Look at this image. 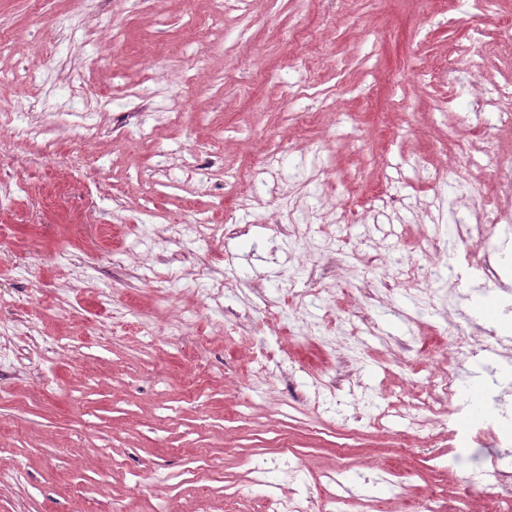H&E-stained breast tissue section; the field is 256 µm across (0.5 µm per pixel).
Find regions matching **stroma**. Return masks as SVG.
Listing matches in <instances>:
<instances>
[{"label":"stroma","mask_w":512,"mask_h":512,"mask_svg":"<svg viewBox=\"0 0 512 512\" xmlns=\"http://www.w3.org/2000/svg\"><path fill=\"white\" fill-rule=\"evenodd\" d=\"M510 41L512 0H224L219 14L210 0H0V113L28 110L58 143L0 164L15 186L0 199V463L14 472L0 512H162L171 498L224 512L228 485L236 512H263L241 475L283 454L316 501L345 457L359 512H397L433 483L453 512L491 487L481 461L438 478L447 428L432 447L397 448L394 433L425 413L438 329L488 325L497 305V287L434 279L430 241L467 250L462 202L491 189L485 157L512 151L494 113L481 140L455 125L469 85L512 84ZM97 55L107 65L78 85ZM116 85L128 97L103 104ZM174 95L186 108L171 125ZM79 109L84 125L61 127ZM470 141L479 163L462 173L452 156ZM193 153L214 162L209 182L183 168ZM265 153L279 196L225 220L238 193L266 196ZM291 209L303 236L278 229ZM201 218L222 234H197ZM325 238L335 254L317 250ZM402 265L429 275L431 306L394 285ZM314 288L290 334L281 316ZM262 351L281 370L250 379ZM341 360L348 381L314 405L310 371Z\"/></svg>","instance_id":"obj_1"}]
</instances>
